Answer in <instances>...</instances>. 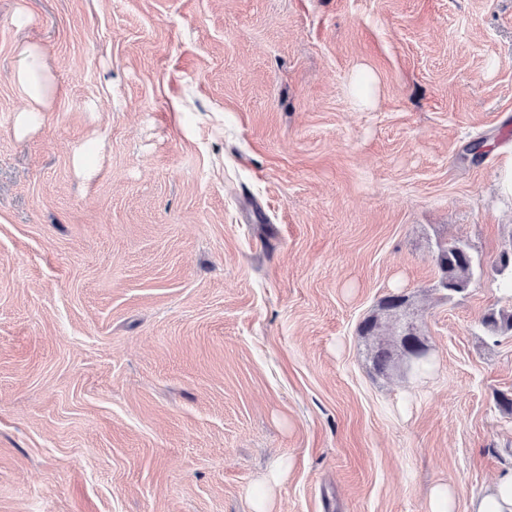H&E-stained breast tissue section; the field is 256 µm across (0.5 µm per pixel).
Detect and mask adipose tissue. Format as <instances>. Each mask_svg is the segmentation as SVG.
I'll list each match as a JSON object with an SVG mask.
<instances>
[{
	"instance_id": "1",
	"label": "adipose tissue",
	"mask_w": 512,
	"mask_h": 512,
	"mask_svg": "<svg viewBox=\"0 0 512 512\" xmlns=\"http://www.w3.org/2000/svg\"><path fill=\"white\" fill-rule=\"evenodd\" d=\"M39 45L23 43L16 49V61L12 71L13 82L27 95L28 105L20 111L15 127L18 136H25L34 127L55 93L50 69L43 62Z\"/></svg>"
}]
</instances>
